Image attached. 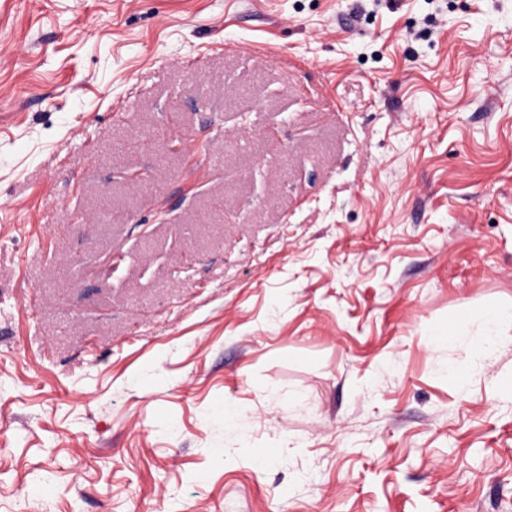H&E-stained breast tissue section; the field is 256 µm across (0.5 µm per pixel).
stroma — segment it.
Here are the masks:
<instances>
[{
	"instance_id": "35a3bbf8",
	"label": "stroma",
	"mask_w": 512,
	"mask_h": 512,
	"mask_svg": "<svg viewBox=\"0 0 512 512\" xmlns=\"http://www.w3.org/2000/svg\"><path fill=\"white\" fill-rule=\"evenodd\" d=\"M492 307L512 0H0V512H512Z\"/></svg>"
}]
</instances>
